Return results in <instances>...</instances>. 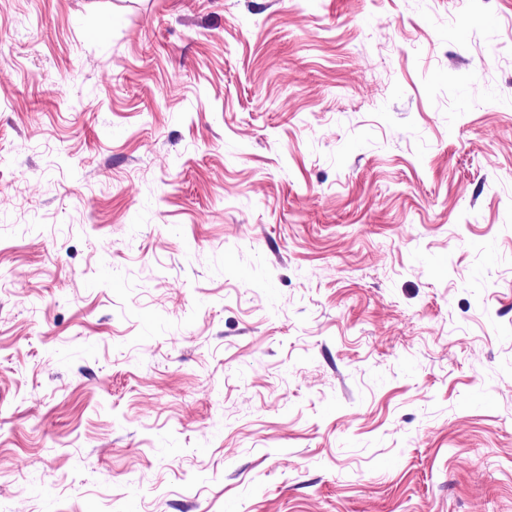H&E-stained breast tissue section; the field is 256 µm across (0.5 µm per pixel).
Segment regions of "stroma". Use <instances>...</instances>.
I'll list each match as a JSON object with an SVG mask.
<instances>
[{"label":"stroma","mask_w":512,"mask_h":512,"mask_svg":"<svg viewBox=\"0 0 512 512\" xmlns=\"http://www.w3.org/2000/svg\"><path fill=\"white\" fill-rule=\"evenodd\" d=\"M512 0H0V512H512Z\"/></svg>","instance_id":"obj_1"}]
</instances>
